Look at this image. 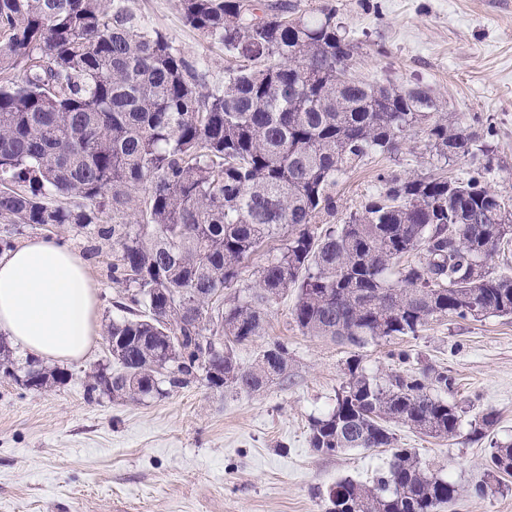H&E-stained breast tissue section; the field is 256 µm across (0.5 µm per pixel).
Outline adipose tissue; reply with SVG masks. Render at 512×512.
Masks as SVG:
<instances>
[{
    "label": "adipose tissue",
    "mask_w": 512,
    "mask_h": 512,
    "mask_svg": "<svg viewBox=\"0 0 512 512\" xmlns=\"http://www.w3.org/2000/svg\"><path fill=\"white\" fill-rule=\"evenodd\" d=\"M98 298L68 248L34 238L0 254V332L30 355L68 360L91 350Z\"/></svg>",
    "instance_id": "adipose-tissue-1"
}]
</instances>
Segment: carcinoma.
<instances>
[{
  "label": "carcinoma",
  "mask_w": 512,
  "mask_h": 512,
  "mask_svg": "<svg viewBox=\"0 0 512 512\" xmlns=\"http://www.w3.org/2000/svg\"><path fill=\"white\" fill-rule=\"evenodd\" d=\"M184 23L224 51V85L123 0H0V223L97 225L112 240V284L126 316L106 327L115 371L88 396L142 401L186 387L256 392L288 380V345L249 368L234 347L261 335L292 289L307 336L361 346L415 336L430 321L512 316V277L494 256L512 245V207L484 173L445 168L480 133L427 87L401 89L347 71L359 46L321 6L281 0H180ZM21 75L15 79V75ZM423 128L434 173L377 175L345 222L336 187L372 156L395 155ZM283 238L256 279L229 298L242 265ZM182 337L179 348L173 337ZM336 405L311 422V446L334 455L390 448L373 484L342 479L327 512H437L456 484L397 446L391 423L452 438L454 386L427 368L381 382L356 363ZM17 377L0 339V379ZM42 368L27 388L64 385ZM490 473L512 476V442Z\"/></svg>",
  "instance_id": "carcinoma-1"
}]
</instances>
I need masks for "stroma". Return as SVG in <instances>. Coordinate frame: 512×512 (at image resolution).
Returning a JSON list of instances; mask_svg holds the SVG:
<instances>
[{
    "mask_svg": "<svg viewBox=\"0 0 512 512\" xmlns=\"http://www.w3.org/2000/svg\"><path fill=\"white\" fill-rule=\"evenodd\" d=\"M300 2L335 6L368 79L426 83L447 111L489 126L485 150L455 171L481 169L493 190L512 199V0ZM128 3L189 61L205 63L210 83L223 82V52L185 25L180 0ZM429 167L420 133L398 155L365 160L337 186L334 224L375 187L377 173ZM1 237L69 247L98 288L100 325L120 318L122 291L109 276L112 244L94 227L18 232L0 224ZM294 301L288 294L274 303L264 332L236 348L247 368L274 342L287 343V384L258 392L216 390L198 378L144 401L87 397L88 375L108 362L101 337L86 358L62 362L70 374L65 385L33 391L0 379V512H327L331 486L347 477L372 482L391 458L387 448L328 455L310 445L312 419L334 407L353 360L382 379L395 371L447 372L454 380L447 400L462 410L465 428L444 439L397 424L398 445L461 487L462 497L438 512H512V476L487 469L492 442L512 440V316L437 320L414 336L354 347L303 335L291 317ZM400 350L410 355L403 365L390 358ZM488 413L494 425L473 438L469 422Z\"/></svg>",
    "mask_w": 512,
    "mask_h": 512,
    "instance_id": "1",
    "label": "stroma"
}]
</instances>
